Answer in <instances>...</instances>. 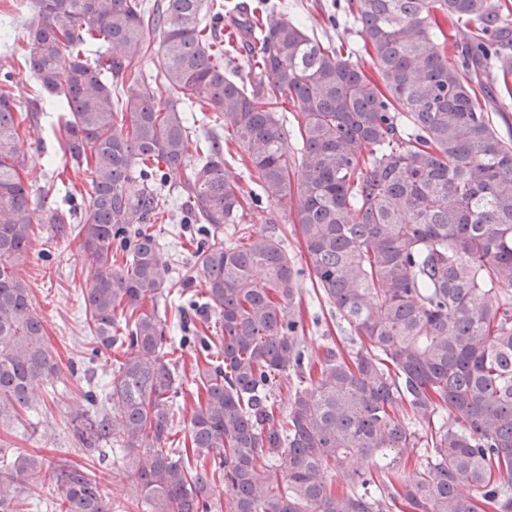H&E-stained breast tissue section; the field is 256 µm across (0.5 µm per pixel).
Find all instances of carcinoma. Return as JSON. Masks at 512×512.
Returning a JSON list of instances; mask_svg holds the SVG:
<instances>
[{
  "mask_svg": "<svg viewBox=\"0 0 512 512\" xmlns=\"http://www.w3.org/2000/svg\"><path fill=\"white\" fill-rule=\"evenodd\" d=\"M363 50L310 34L263 3L239 25L248 77L224 63L221 12L205 0H27L24 63L37 84L23 108L0 91V423L18 419L58 372L18 267L31 250L21 176L22 116L45 97L72 167L93 195L79 227L91 273L84 296L98 347L120 351L106 390L72 412L88 452L121 443L147 454L129 472L146 512H512V139L491 113L512 100V9L502 0H349ZM159 32L162 104L139 77L145 27ZM292 106L284 123L279 109ZM227 133L197 142L189 124ZM295 224L329 309L355 337L310 352L300 271L272 235L242 233L245 198L224 143ZM202 225L203 291L177 305L188 324L214 313L221 361L204 365L191 448H166L180 394L166 328L144 303L170 266L151 225L173 212ZM289 381L280 412L274 391ZM414 419L420 429H410ZM57 491L61 512H110L85 470L20 453L0 466V512L16 482Z\"/></svg>",
  "mask_w": 512,
  "mask_h": 512,
  "instance_id": "1",
  "label": "carcinoma"
}]
</instances>
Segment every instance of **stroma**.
<instances>
[{
	"mask_svg": "<svg viewBox=\"0 0 512 512\" xmlns=\"http://www.w3.org/2000/svg\"><path fill=\"white\" fill-rule=\"evenodd\" d=\"M289 14L298 16L320 39H345L361 45L359 29L348 11V0H287ZM30 15L15 8L10 0H0V65L16 63L17 69L10 92L19 101H26L33 78L20 62L30 45L27 26ZM59 112L54 101L44 102L36 128L26 132L27 161L24 179L32 190V221L39 243L46 253H30L21 266L32 305L41 319L46 341L59 363L57 376L42 385L44 400L29 411L25 422L0 425V449L6 452L27 451L43 456L47 462L67 463L87 470L100 484L111 512H145L144 504L131 486L129 471L140 464V457L126 453L118 445H107L104 455H91L84 449L71 429V413L84 395L100 391L112 373L115 351L95 349L84 322V296L91 276L84 265L77 234L59 235L54 225L45 223L48 211L72 212V224L83 223L93 192L89 170L65 167L55 130ZM288 205L274 206L266 201L246 211V223L256 233L279 238L298 268L302 269V299L309 312L319 317L311 326L308 344L319 348L328 340L349 345L351 331L328 311L320 309L312 287V265L293 224L288 223ZM178 221L154 225L165 256L172 263L171 279L164 301L157 311L172 337L181 330L175 307L183 290L201 294V282L186 283V273L194 266L193 248L180 235ZM199 347L188 344L176 355V372L182 382L171 413L174 433L172 442L188 444L190 417L198 381L195 358Z\"/></svg>",
	"mask_w": 512,
	"mask_h": 512,
	"instance_id": "stroma-1",
	"label": "stroma"
}]
</instances>
